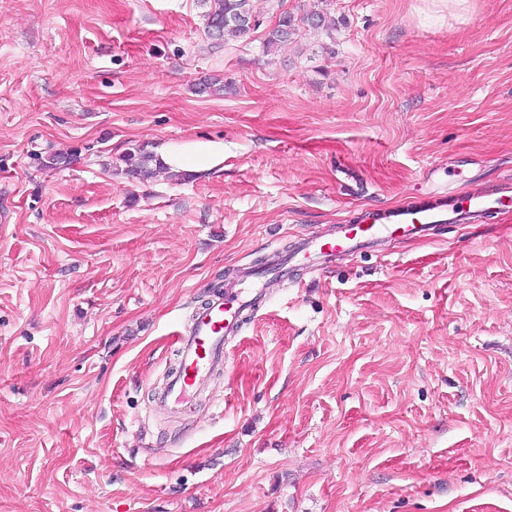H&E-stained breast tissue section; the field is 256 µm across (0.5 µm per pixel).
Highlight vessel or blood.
I'll list each match as a JSON object with an SVG mask.
<instances>
[{"label": "vessel or blood", "mask_w": 512, "mask_h": 512, "mask_svg": "<svg viewBox=\"0 0 512 512\" xmlns=\"http://www.w3.org/2000/svg\"><path fill=\"white\" fill-rule=\"evenodd\" d=\"M505 206L506 197L500 192L477 190L443 202L427 200L410 207L384 209L375 213L372 223L344 224L335 235L304 239L292 256L311 272L323 273L349 255L377 251L393 236L421 237L434 225L456 224L471 215L490 213ZM281 264V257L276 255L264 270H245L240 287L227 290L223 298L202 308L191 324L179 331V366L156 393V406L176 415L192 405L214 372L223 368L228 341L238 334L243 312L256 306L270 289L279 287L277 271Z\"/></svg>", "instance_id": "obj_1"}]
</instances>
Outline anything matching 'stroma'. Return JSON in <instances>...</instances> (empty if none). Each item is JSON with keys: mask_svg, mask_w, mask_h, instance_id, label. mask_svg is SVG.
Masks as SVG:
<instances>
[{"mask_svg": "<svg viewBox=\"0 0 512 512\" xmlns=\"http://www.w3.org/2000/svg\"><path fill=\"white\" fill-rule=\"evenodd\" d=\"M253 8L224 42L198 0H0V512H512V206L292 265L194 409H154L241 266L381 206L512 196V0ZM195 140L223 164L115 168ZM295 21L294 16L288 12L280 15L276 24L265 33L263 45L266 52L287 44L295 30Z\"/></svg>", "mask_w": 512, "mask_h": 512, "instance_id": "1", "label": "stroma"}]
</instances>
